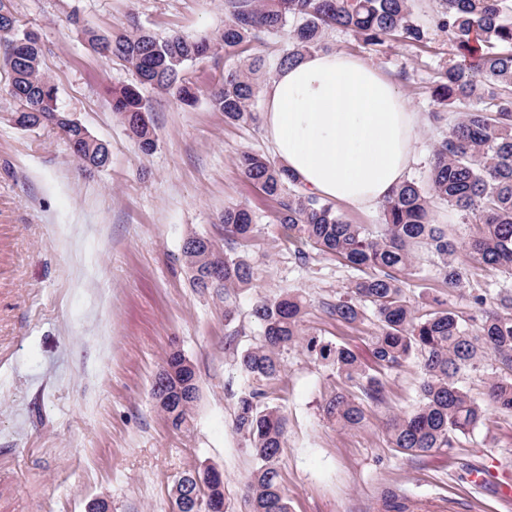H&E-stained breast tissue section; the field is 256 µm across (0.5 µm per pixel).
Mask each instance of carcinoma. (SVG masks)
<instances>
[{
    "label": "carcinoma",
    "instance_id": "obj_1",
    "mask_svg": "<svg viewBox=\"0 0 512 512\" xmlns=\"http://www.w3.org/2000/svg\"><path fill=\"white\" fill-rule=\"evenodd\" d=\"M224 9L229 20L222 32L194 38L172 34L160 40L142 28L85 31L93 52L126 62L136 75L135 83L112 89L111 105L142 151L157 145L142 88L159 89L190 105L197 99V89L185 77L190 64L221 51L232 53L263 34L288 36L276 60L279 69L326 49L324 37L334 28L370 46L424 40L412 0H224ZM434 22L448 34L455 53L431 96L445 112L459 104L467 108L456 112L448 133L434 145L426 185L403 181L381 204V223H351L334 203L300 190L288 169L265 154L239 157L245 178L277 202L276 223L298 259L307 260L311 248L358 272L347 291L327 306L328 314L347 325L372 319L378 327L368 363L348 346L303 331L299 293L286 290L254 303L251 315L261 336L237 357L249 386L234 413L235 431L248 441L257 461L247 483L249 512H289L278 469L286 417L267 398L281 376V355L292 347L331 368L361 392L363 402L376 406L385 402L376 368L417 361L423 381L416 405L386 422L391 444L405 455L455 447L486 425L491 408L512 413V293L488 288L469 293L474 314L466 317L448 309L440 295L415 302L404 289L421 253L437 258V272L449 288L467 287L466 269L456 262L461 248L485 267L512 277V0H438ZM0 34L9 41L6 93L13 123L22 130L57 129L82 169L108 167V144L60 107L58 87L42 72L41 43L20 24L13 0H0ZM267 73L261 55L225 70L209 90L211 107L224 113L227 123H256L253 101ZM436 200L468 221L465 241L458 242L448 225L434 223ZM221 222L224 250L207 237L192 236L183 256L192 287L224 296V318L230 322L235 310L229 290L249 288L254 281L253 266L236 251L250 238L253 224L243 208L225 210ZM490 356L503 372L487 379L485 400L479 401L461 378L479 371ZM197 394L192 365L180 351L171 352L155 377L152 397L172 428L187 427ZM363 402L338 391L322 411L340 428L355 429L365 420ZM177 493V512H195L199 498L224 503L221 480L211 469L180 477Z\"/></svg>",
    "mask_w": 512,
    "mask_h": 512
}]
</instances>
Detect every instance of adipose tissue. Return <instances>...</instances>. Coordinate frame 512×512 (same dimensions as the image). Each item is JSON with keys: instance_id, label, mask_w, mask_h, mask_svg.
Masks as SVG:
<instances>
[{"instance_id": "obj_1", "label": "adipose tissue", "mask_w": 512, "mask_h": 512, "mask_svg": "<svg viewBox=\"0 0 512 512\" xmlns=\"http://www.w3.org/2000/svg\"><path fill=\"white\" fill-rule=\"evenodd\" d=\"M264 96L266 141L305 192L372 210L404 181L420 117L367 61L308 55L281 69Z\"/></svg>"}]
</instances>
